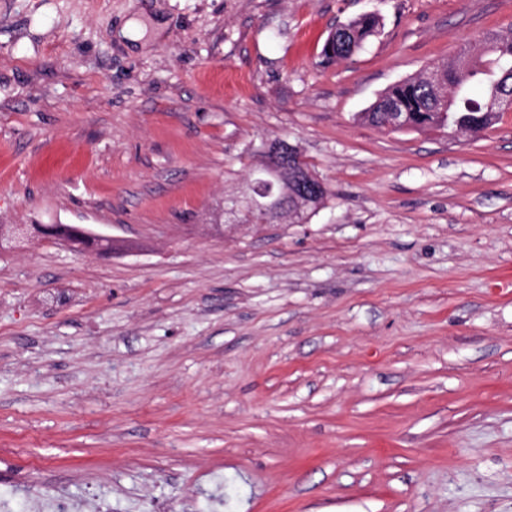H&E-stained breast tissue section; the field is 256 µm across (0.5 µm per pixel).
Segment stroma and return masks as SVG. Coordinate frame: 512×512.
I'll list each match as a JSON object with an SVG mask.
<instances>
[{"label":"stroma","mask_w":512,"mask_h":512,"mask_svg":"<svg viewBox=\"0 0 512 512\" xmlns=\"http://www.w3.org/2000/svg\"><path fill=\"white\" fill-rule=\"evenodd\" d=\"M510 31L512 0H0V225L112 237L0 250V512H512V112L358 119ZM277 138L325 206L226 224ZM381 31L380 18L366 13L338 25L328 35L322 51L321 65L328 66L338 60L348 59L361 51L370 38Z\"/></svg>","instance_id":"1"}]
</instances>
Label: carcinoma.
Returning <instances> with one entry per match:
<instances>
[{"mask_svg":"<svg viewBox=\"0 0 512 512\" xmlns=\"http://www.w3.org/2000/svg\"><path fill=\"white\" fill-rule=\"evenodd\" d=\"M380 31V18L374 13L338 25L323 45L321 65L350 58ZM482 46L487 55L484 60L465 49L438 67L442 81L437 85L429 84L422 72L389 87L365 112V122L384 128L389 112L395 111L405 113L410 130L438 128L454 136L471 137L488 129L500 116L488 100L501 90L512 89V71L504 70V64L512 61V33L491 34ZM442 97L448 98L443 110L437 106ZM58 234L77 249L91 247L76 226L60 224Z\"/></svg>","mask_w":512,"mask_h":512,"instance_id":"1","label":"carcinoma"}]
</instances>
